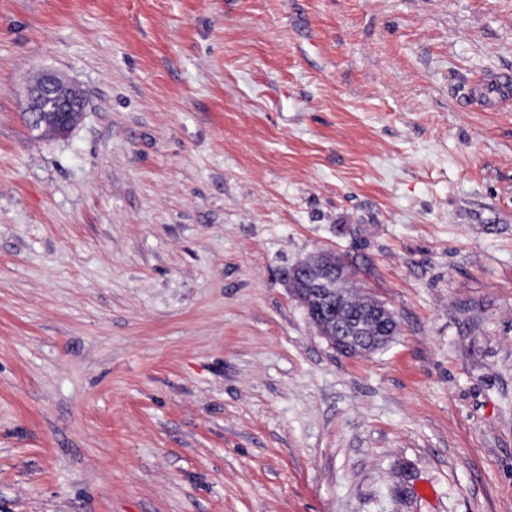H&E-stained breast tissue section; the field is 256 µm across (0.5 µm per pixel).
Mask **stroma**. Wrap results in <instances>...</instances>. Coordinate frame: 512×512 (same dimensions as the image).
I'll return each instance as SVG.
<instances>
[{
    "label": "stroma",
    "mask_w": 512,
    "mask_h": 512,
    "mask_svg": "<svg viewBox=\"0 0 512 512\" xmlns=\"http://www.w3.org/2000/svg\"><path fill=\"white\" fill-rule=\"evenodd\" d=\"M503 72L512 0L0 9V512H512ZM322 249L386 349L290 294ZM26 109L31 127L40 128L46 122L45 112H56V130L64 133L69 128L73 116L84 111V101L77 88L65 78L45 73L26 87ZM328 264H336V272L331 277L325 275V267ZM342 264L348 262L330 250H324L316 255L296 263L288 271V283L293 297L307 314L309 322L317 329L328 344L338 354L345 357H355L366 354L380 345L381 336H368L365 332V319L369 317H380L386 323L393 322L394 313L384 302L374 297H369L364 302L363 310L356 312L349 310V305L344 297L342 282L348 277L353 269L349 267L340 270ZM310 271L314 277L299 288L293 285L298 283L301 273ZM300 289V290H297ZM335 301L336 308L341 306L346 310L336 319V324L329 326L320 322L312 315L313 306L322 307L324 304Z\"/></svg>",
    "instance_id": "stroma-1"
}]
</instances>
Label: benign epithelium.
<instances>
[{"label": "benign epithelium", "instance_id": "1", "mask_svg": "<svg viewBox=\"0 0 512 512\" xmlns=\"http://www.w3.org/2000/svg\"><path fill=\"white\" fill-rule=\"evenodd\" d=\"M26 103L25 113L29 116L30 126L40 128L44 124V113L54 112L57 115L56 128L60 133L67 131L76 113L84 111V101L77 88L54 73H45L27 85ZM344 263L346 260L335 252L321 251L289 269L288 283L291 294L319 335L338 354L355 357L380 345L381 337L369 336L365 332V319L380 317L391 323L395 315L384 302L374 297L366 299L363 310H349L342 282L350 275L352 268L339 269ZM306 271L314 273V277L305 283L304 288H294L301 273Z\"/></svg>", "mask_w": 512, "mask_h": 512}]
</instances>
